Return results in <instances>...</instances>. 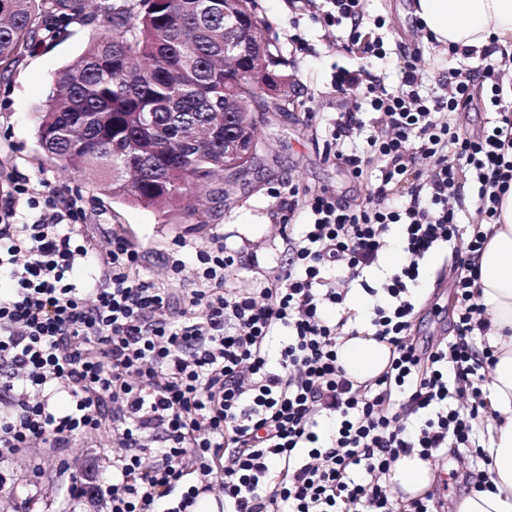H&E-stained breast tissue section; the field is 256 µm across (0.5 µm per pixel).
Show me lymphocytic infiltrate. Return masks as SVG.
I'll return each instance as SVG.
<instances>
[{"instance_id": "obj_1", "label": "lymphocytic infiltrate", "mask_w": 512, "mask_h": 512, "mask_svg": "<svg viewBox=\"0 0 512 512\" xmlns=\"http://www.w3.org/2000/svg\"><path fill=\"white\" fill-rule=\"evenodd\" d=\"M322 2L325 27L348 28L365 57H386L385 22L369 18L366 0ZM416 61L404 54L394 89L362 65L334 72L336 93L358 96L336 115L332 156L367 178L368 193L351 204L289 187L283 204L308 221L286 233L288 264L271 283L228 286L238 256L220 241L180 242L167 282L156 283L126 237L113 234L98 252L76 202L15 184L0 210V461L108 425L118 446L111 476L73 478L65 491L92 512H189L214 490L224 512H396L386 477L401 455L434 460L459 448L463 465L481 455L472 422L494 355L470 340L484 313L475 257L512 186V107L500 85L512 56L489 46L451 71L441 93L424 89ZM477 84L489 117L468 138L456 119L471 111ZM377 113L384 130L365 134ZM421 160L433 164L426 181ZM472 205L481 222L468 231L460 215ZM395 229L407 261L369 281ZM442 248L453 255L454 335L422 347L411 334L414 290ZM188 254L193 288L179 277ZM354 284L376 297L368 323L390 349L366 382L338 363L341 337L358 333L347 305ZM60 392L70 399L62 410Z\"/></svg>"}]
</instances>
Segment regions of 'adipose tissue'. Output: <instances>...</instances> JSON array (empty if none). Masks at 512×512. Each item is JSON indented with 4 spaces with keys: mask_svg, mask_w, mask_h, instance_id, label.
<instances>
[{
    "mask_svg": "<svg viewBox=\"0 0 512 512\" xmlns=\"http://www.w3.org/2000/svg\"><path fill=\"white\" fill-rule=\"evenodd\" d=\"M412 10L440 45L477 56L495 43L512 53V0H413ZM491 230L476 260L475 283L485 308L482 336L495 356L485 394L489 485L459 498L453 512H512V189L504 194ZM389 358L388 346L368 334L344 339L338 350L339 364L360 382L378 376ZM433 480V462L415 452L400 456L387 477L404 502L424 496Z\"/></svg>",
    "mask_w": 512,
    "mask_h": 512,
    "instance_id": "1",
    "label": "adipose tissue"
}]
</instances>
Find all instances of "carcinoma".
<instances>
[{"instance_id":"1","label":"carcinoma","mask_w":512,"mask_h":512,"mask_svg":"<svg viewBox=\"0 0 512 512\" xmlns=\"http://www.w3.org/2000/svg\"><path fill=\"white\" fill-rule=\"evenodd\" d=\"M244 27L224 25V0H121L108 7L110 27L60 73L39 115L46 158L83 170L101 190L150 209L195 215L194 189L228 198L239 185L214 182L224 168V138L175 150L183 131L224 121L236 130L267 102L264 85L276 56L258 39L255 0H236ZM102 0H0V66L32 49L37 29L85 19ZM134 142L138 157H114L113 143Z\"/></svg>"}]
</instances>
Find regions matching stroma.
I'll return each mask as SVG.
<instances>
[{"instance_id":"1","label":"stroma","mask_w":512,"mask_h":512,"mask_svg":"<svg viewBox=\"0 0 512 512\" xmlns=\"http://www.w3.org/2000/svg\"><path fill=\"white\" fill-rule=\"evenodd\" d=\"M319 5L320 0H255L259 34L282 58L281 71L288 77V92L296 105L266 114L261 127L264 148L244 188L225 201L204 194L197 216L173 220L160 211L114 199L92 185L80 170L46 160L37 136L38 112L60 71L109 26L103 13L56 23L54 37L44 39L9 72H0V209L17 181L62 202L77 200V222L98 250L110 248L116 233L135 241L144 254L142 274L159 283L167 279L165 255L184 239L220 240L234 248L241 260L238 278L256 271L276 276L288 262L283 226L303 223L304 216L282 210L273 196L275 188L287 183L303 193L325 188L348 202L366 192L365 182L353 179L325 156L329 122L354 103L353 95H336L331 77L336 68L353 66L354 60L344 48L342 33L325 30L317 22ZM410 5L411 0H369L370 15L385 21L382 33L387 49L386 59L374 62L373 68L385 72L387 86H397L400 57L415 49L425 79L434 85L445 83L449 71L460 67L462 60L426 39ZM297 30L306 38L308 49L298 51L292 45ZM437 256V261L426 262L419 283L422 302L416 330L422 336L443 334L454 309L448 278L451 258L443 250ZM111 463L112 430L108 427L75 437L65 448L39 445L24 449L0 463V470L13 475L20 485L18 493L0 495V512H59L61 489L71 476L96 481ZM31 482L38 485L39 495L30 506L24 487Z\"/></svg>"}]
</instances>
